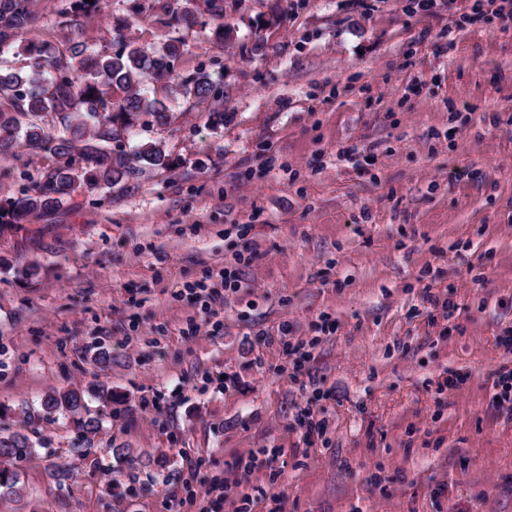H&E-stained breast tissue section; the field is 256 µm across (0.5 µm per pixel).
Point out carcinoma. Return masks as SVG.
<instances>
[{
	"instance_id": "carcinoma-1",
	"label": "carcinoma",
	"mask_w": 512,
	"mask_h": 512,
	"mask_svg": "<svg viewBox=\"0 0 512 512\" xmlns=\"http://www.w3.org/2000/svg\"><path fill=\"white\" fill-rule=\"evenodd\" d=\"M128 13L110 16L109 46L75 43L35 44L25 72H0V155L24 147L49 154L59 163L21 196L0 200V233L35 214L55 211L75 184L111 189L143 167L168 169L176 161L161 143L137 139L140 127H166L174 115L165 99L180 95L194 105L223 97L203 72L182 76L177 68L185 42L169 37L145 46L130 34L134 22L163 16L169 28L190 30L205 11L215 23L213 36L224 41V0H127ZM101 9V0H68L59 14L76 22ZM35 0H0V54L11 51L20 34L41 26ZM104 406L115 400L112 388L49 392L44 413H65L85 432L100 417L88 416L86 396ZM35 452L22 434L0 436V458L23 463ZM0 489L15 501L24 499L20 471L0 468Z\"/></svg>"
}]
</instances>
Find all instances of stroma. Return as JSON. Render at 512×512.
I'll list each match as a JSON object with an SVG mask.
<instances>
[{"label": "stroma", "instance_id": "stroma-1", "mask_svg": "<svg viewBox=\"0 0 512 512\" xmlns=\"http://www.w3.org/2000/svg\"><path fill=\"white\" fill-rule=\"evenodd\" d=\"M419 2L224 0L223 42L198 25L180 63L220 83L223 125L173 101L141 137L177 166L0 234V434L36 449L0 512H207L216 477L223 512H512L490 390L512 363V0ZM61 3L35 0L41 27L0 68L105 45L126 7L64 27ZM56 164L0 157V200ZM224 269L221 328L191 335L188 288ZM96 383L118 396L89 399L96 432L42 412Z\"/></svg>", "mask_w": 512, "mask_h": 512}]
</instances>
